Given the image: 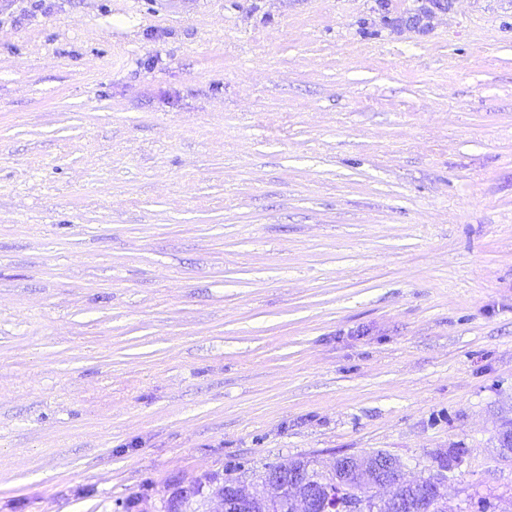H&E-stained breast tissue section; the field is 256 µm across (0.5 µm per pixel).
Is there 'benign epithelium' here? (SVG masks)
<instances>
[{
	"label": "benign epithelium",
	"mask_w": 512,
	"mask_h": 512,
	"mask_svg": "<svg viewBox=\"0 0 512 512\" xmlns=\"http://www.w3.org/2000/svg\"><path fill=\"white\" fill-rule=\"evenodd\" d=\"M452 0H424L423 8L396 22V26L425 32L436 12H445ZM441 468L428 477L409 479L402 464L389 454L343 455L331 470L318 460L296 463L286 460L247 486L240 480L224 482L212 495L216 512H324L320 493L329 484L343 497V512H447V476ZM365 483L376 490L367 501L357 491Z\"/></svg>",
	"instance_id": "benign-epithelium-1"
}]
</instances>
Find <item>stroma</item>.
I'll list each match as a JSON object with an SVG mask.
<instances>
[{
    "label": "stroma",
    "instance_id": "35a3bbf8",
    "mask_svg": "<svg viewBox=\"0 0 512 512\" xmlns=\"http://www.w3.org/2000/svg\"><path fill=\"white\" fill-rule=\"evenodd\" d=\"M0 0V512L383 451L512 512V0ZM451 2L452 0H425L419 12L399 19L396 26L425 32L429 29L430 20L435 17L436 12L447 11ZM424 21L427 22L424 23Z\"/></svg>",
    "mask_w": 512,
    "mask_h": 512
}]
</instances>
